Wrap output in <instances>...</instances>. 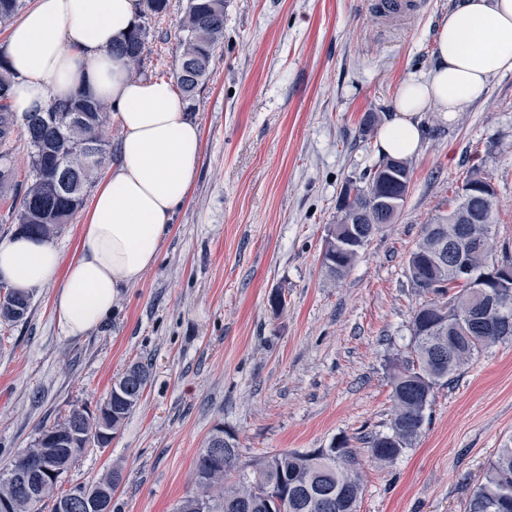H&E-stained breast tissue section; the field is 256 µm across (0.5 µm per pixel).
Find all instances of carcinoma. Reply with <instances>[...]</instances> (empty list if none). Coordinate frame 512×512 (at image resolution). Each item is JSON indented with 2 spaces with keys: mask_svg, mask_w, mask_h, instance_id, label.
<instances>
[{
  "mask_svg": "<svg viewBox=\"0 0 512 512\" xmlns=\"http://www.w3.org/2000/svg\"><path fill=\"white\" fill-rule=\"evenodd\" d=\"M23 6L24 0H0V24L11 20ZM169 8L170 0H144L141 21L116 46L131 73L141 76L147 72V21L162 20ZM176 38L181 54L174 76L182 98L189 102L208 79L214 52L224 40V0H186ZM12 82L13 74L0 55V147L20 130L29 148L28 176L23 181L18 179L9 153L0 152V171H9V177L0 176V196L17 201L12 222L20 225L18 231L51 239L83 205L87 187L110 158L112 104L79 96L67 102L53 101L44 113L20 120L11 109ZM393 162L402 172L400 182L383 177L382 169ZM412 176L408 159L382 156L363 175L364 184H353L355 193L344 189L334 233L324 240L323 265L331 280L343 279L360 255L358 250L336 249V233L349 222L375 232L393 223L397 214L379 207L375 199L387 195L404 206ZM455 197L456 203L448 212L423 225L407 258L411 288L422 302L413 309L410 357L391 378L389 431L366 439L368 458L378 466L396 461L415 446L436 388L451 383L474 356L505 339L489 330L494 316L483 322L469 319L479 306L471 284L458 281L452 262L432 259L437 240L430 229L435 226L448 241L464 248L473 279H480L498 262L512 265L508 248L496 255V198L488 203L480 194L458 192ZM459 224L471 226L476 245L458 239ZM15 295L16 291L8 288L0 299L3 324L20 322L29 312L28 304L15 312ZM149 381L148 370L134 363L113 381L96 411L76 407L61 420L40 426L30 447L0 463V512H61L63 506L90 495L112 505V493L120 482L116 470L88 487H75L66 493L59 492L58 487L84 448L110 445ZM75 422L81 423L82 431L72 443L68 437ZM33 481L42 491L31 495L25 486ZM271 486L288 491V512H327L319 507L323 497L334 501L332 512H356L363 490L361 463L347 438L332 448L282 450L243 463L236 436L218 426L196 457L194 491L181 501L178 512H270L266 493ZM465 512H512V440L498 449L483 479L470 493Z\"/></svg>",
  "mask_w": 512,
  "mask_h": 512,
  "instance_id": "cac0c4a2",
  "label": "carcinoma"
}]
</instances>
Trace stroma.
Returning <instances> with one entry per match:
<instances>
[{
  "label": "stroma",
  "mask_w": 512,
  "mask_h": 512,
  "mask_svg": "<svg viewBox=\"0 0 512 512\" xmlns=\"http://www.w3.org/2000/svg\"><path fill=\"white\" fill-rule=\"evenodd\" d=\"M456 0L385 25L368 0H224V41L190 117L202 129L198 177L175 209L154 266L112 313L66 336L58 283L33 289L29 314L0 324V460L39 426L95 407L131 364L150 382L105 448H85L61 491L117 468L112 512H175L216 425L242 461L329 448L386 432L390 378L410 352L419 301L406 258L423 224L447 211L470 173L494 187L496 242L512 247V72L423 137L397 221L384 225L341 281L322 264L347 182L379 157L362 119H388L404 77L433 67ZM182 0L153 23L152 75L172 78ZM282 293L274 311L269 297ZM512 438V338L440 387L423 434L392 465L364 466L357 512H464L498 448Z\"/></svg>",
  "instance_id": "obj_1"
}]
</instances>
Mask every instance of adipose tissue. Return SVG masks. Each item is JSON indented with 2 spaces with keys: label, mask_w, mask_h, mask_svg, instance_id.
I'll return each instance as SVG.
<instances>
[{
  "label": "adipose tissue",
  "mask_w": 512,
  "mask_h": 512,
  "mask_svg": "<svg viewBox=\"0 0 512 512\" xmlns=\"http://www.w3.org/2000/svg\"><path fill=\"white\" fill-rule=\"evenodd\" d=\"M141 8L140 0H35L0 48L14 75L18 115L83 94L112 102L121 130L112 171L97 186L70 262L36 235L0 242V281L11 288L28 292L61 280L55 308L69 336L96 328L121 289L154 265L172 214L196 180L199 124L172 81L132 75L115 50ZM511 71L512 0H458L439 30L430 74L401 82L394 113L377 133L378 151L416 154L421 112L462 111L487 93L494 76Z\"/></svg>",
  "instance_id": "ef3b65f1"
}]
</instances>
